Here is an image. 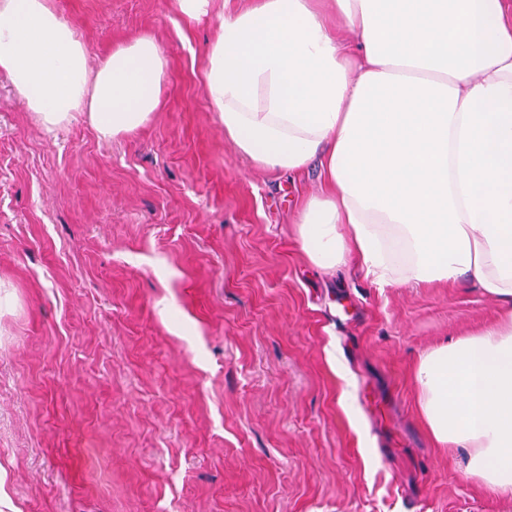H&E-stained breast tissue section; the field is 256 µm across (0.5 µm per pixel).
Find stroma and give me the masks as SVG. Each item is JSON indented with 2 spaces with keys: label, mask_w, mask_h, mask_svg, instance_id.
Masks as SVG:
<instances>
[{
  "label": "stroma",
  "mask_w": 512,
  "mask_h": 512,
  "mask_svg": "<svg viewBox=\"0 0 512 512\" xmlns=\"http://www.w3.org/2000/svg\"><path fill=\"white\" fill-rule=\"evenodd\" d=\"M52 2L90 68L144 34L167 66L160 110L110 141L80 115L44 131L0 73V512H512L435 443L412 377L498 303L316 268L318 164L225 139L206 51L251 0Z\"/></svg>",
  "instance_id": "1"
}]
</instances>
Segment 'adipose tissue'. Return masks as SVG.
<instances>
[{"label":"adipose tissue","mask_w":512,"mask_h":512,"mask_svg":"<svg viewBox=\"0 0 512 512\" xmlns=\"http://www.w3.org/2000/svg\"><path fill=\"white\" fill-rule=\"evenodd\" d=\"M166 59L142 35L97 70L51 0H0V73L48 131L84 114L109 141L159 108ZM224 137L254 166L319 163L300 219L321 269L355 256L377 287L465 279L503 317L423 353L414 381L441 445L512 493V6L507 0H255L225 16L204 73Z\"/></svg>","instance_id":"ef3b65f1"}]
</instances>
